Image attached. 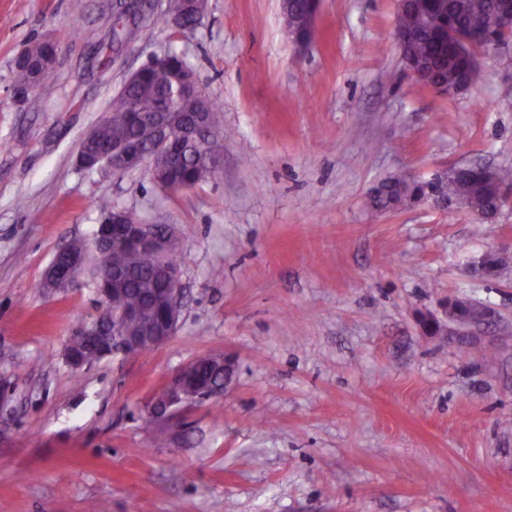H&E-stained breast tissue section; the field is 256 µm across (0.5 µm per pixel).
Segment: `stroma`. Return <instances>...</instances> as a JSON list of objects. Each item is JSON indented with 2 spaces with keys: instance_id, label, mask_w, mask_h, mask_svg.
Masks as SVG:
<instances>
[{
  "instance_id": "35a3bbf8",
  "label": "stroma",
  "mask_w": 512,
  "mask_h": 512,
  "mask_svg": "<svg viewBox=\"0 0 512 512\" xmlns=\"http://www.w3.org/2000/svg\"><path fill=\"white\" fill-rule=\"evenodd\" d=\"M113 0H0V512H512V201L488 222L428 197L380 212L383 179L512 168V40L448 97L408 71L396 0H321L299 50L281 0H208L191 31L113 34ZM58 44L38 110L13 94L33 41ZM175 52L224 113L215 178L165 190L147 169L76 167L128 76ZM174 225L185 299L171 339L72 369L98 303L89 277L42 288L91 237L94 202ZM494 306L466 347L420 319L451 298ZM229 354L224 394L159 429L146 407L178 368Z\"/></svg>"
}]
</instances>
